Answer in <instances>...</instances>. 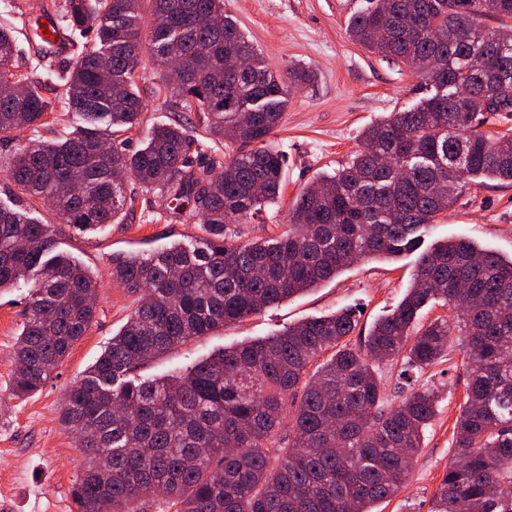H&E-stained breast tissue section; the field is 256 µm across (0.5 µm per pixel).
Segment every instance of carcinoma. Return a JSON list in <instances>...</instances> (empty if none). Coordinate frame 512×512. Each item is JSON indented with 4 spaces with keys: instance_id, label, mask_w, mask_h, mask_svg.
<instances>
[{
    "instance_id": "carcinoma-1",
    "label": "carcinoma",
    "mask_w": 512,
    "mask_h": 512,
    "mask_svg": "<svg viewBox=\"0 0 512 512\" xmlns=\"http://www.w3.org/2000/svg\"><path fill=\"white\" fill-rule=\"evenodd\" d=\"M65 0L60 19L93 26L97 47L68 72L62 109L84 127L62 141H31L0 170L57 224L0 206V289L29 285L13 394L39 390L86 334L97 279L57 251L59 225L103 230L133 180L202 218L207 237L155 253L112 257V277L143 293L123 327L71 388L62 423L78 434L84 465L77 512H372L396 495L436 415L435 388L386 404L376 366L397 357L423 370L466 337V400L454 427L456 459L431 512H512V259L451 239L423 252L397 307L363 345L342 309L270 338L224 349L184 373L142 378L150 359L318 287L358 260L416 248L478 178L512 182V27L488 28L482 0H366L353 41L398 60L430 94L361 133L347 166L315 178L287 230L236 243L245 224L281 196L285 159L272 143L288 84L224 15V0ZM164 72L175 112L203 114L209 133L238 145L197 166L180 122L152 127L133 154L114 138L139 124L143 48ZM0 28V133L42 126L50 104L17 70ZM244 56L231 72L228 57ZM433 303L451 315L421 322ZM329 357H324V354ZM314 372H309L311 367ZM288 428L287 446L280 432Z\"/></svg>"
}]
</instances>
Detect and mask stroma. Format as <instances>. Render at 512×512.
Instances as JSON below:
<instances>
[{
	"label": "stroma",
	"mask_w": 512,
	"mask_h": 512,
	"mask_svg": "<svg viewBox=\"0 0 512 512\" xmlns=\"http://www.w3.org/2000/svg\"><path fill=\"white\" fill-rule=\"evenodd\" d=\"M61 12L64 0H0V23L16 41V61L22 72L42 86L53 104L39 129L25 126L0 135V159L30 141L57 140L78 126L72 114L59 109L64 78L72 60L41 61L33 56L23 26L34 4ZM363 0H224V13L236 21L248 40L277 73L300 65L312 71L311 83L290 89L273 142L286 156L285 187L279 200L241 225L244 238L267 237L281 231L299 193L325 171L344 167L359 150L361 130L415 105L421 97L417 78L405 66L373 54L348 36L350 19ZM143 111L138 125L126 135V148L142 147L147 132L171 122L174 113L156 88L162 73L150 53H143L138 70ZM128 200L116 224L101 232L59 231L60 250L91 270L99 288L94 320L43 387L27 398L15 397V343L21 332L28 291L0 290V512H75L71 487L83 465L77 440L61 423L64 402L73 384L94 363L134 311L139 296L112 278V257L152 251L175 242L202 237L204 229L190 210L176 207L168 196L129 183ZM464 237L503 258L512 257V185L494 181L471 186L444 213L422 246ZM417 256L407 253L393 262L354 265L336 279L297 294L242 322L187 342L141 369L158 378L186 368L214 352L270 336L310 318L348 307L358 323L350 337L359 345L372 323L388 314L408 288ZM403 364L381 365L378 376L392 404L417 385L437 388L441 402L424 433L406 484L391 499L375 503V512H430L436 486L454 461L453 431L467 383L463 337H454L437 364L419 375H406Z\"/></svg>",
	"instance_id": "1"
}]
</instances>
